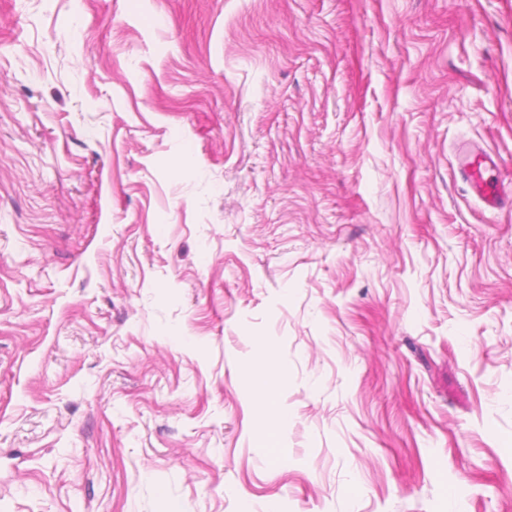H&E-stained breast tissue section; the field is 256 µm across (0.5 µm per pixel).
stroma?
<instances>
[{"label": "stroma", "instance_id": "35a3bbf8", "mask_svg": "<svg viewBox=\"0 0 512 512\" xmlns=\"http://www.w3.org/2000/svg\"><path fill=\"white\" fill-rule=\"evenodd\" d=\"M469 146L512 0H0V512H512ZM279 379L280 375L277 372H257L253 375V388L258 408L267 412L271 419L283 423L287 419V414L281 411L272 400Z\"/></svg>", "mask_w": 512, "mask_h": 512}]
</instances>
